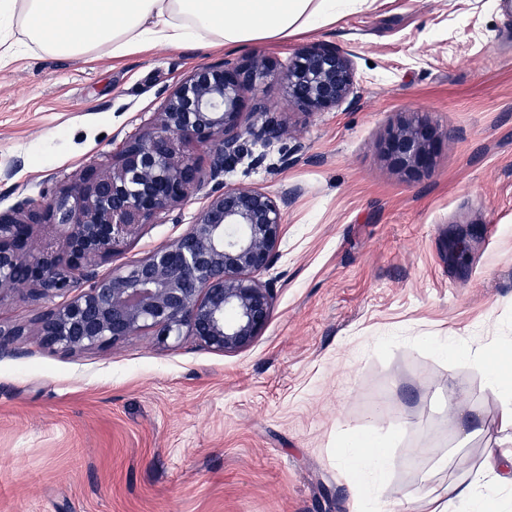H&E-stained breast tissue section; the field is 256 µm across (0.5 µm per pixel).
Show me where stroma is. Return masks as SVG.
Here are the masks:
<instances>
[{"label": "stroma", "instance_id": "35a3bbf8", "mask_svg": "<svg viewBox=\"0 0 512 512\" xmlns=\"http://www.w3.org/2000/svg\"><path fill=\"white\" fill-rule=\"evenodd\" d=\"M351 53L356 94L309 113L276 81L256 93L287 139L246 153L224 181L277 196L285 213L268 325L221 353L145 330L61 352L42 343L56 297L0 294V322L25 334L0 353V512H409L424 482L444 484L512 442L501 402L444 342L512 354V12L502 0H367L284 41L234 50L148 48L121 59L31 49L0 63V209L55 198L111 166L195 66L300 47ZM448 134L431 171L408 178L384 157L412 113ZM205 203L143 225L105 275L186 232ZM469 236L463 262L448 254ZM467 397L459 447L451 409ZM374 439L383 477L340 463Z\"/></svg>", "mask_w": 512, "mask_h": 512}]
</instances>
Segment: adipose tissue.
<instances>
[{
    "label": "adipose tissue",
    "mask_w": 512,
    "mask_h": 512,
    "mask_svg": "<svg viewBox=\"0 0 512 512\" xmlns=\"http://www.w3.org/2000/svg\"><path fill=\"white\" fill-rule=\"evenodd\" d=\"M357 0H0V29L20 27L18 45L52 56L105 50L121 59L155 45L236 47L285 40L335 21ZM469 357L512 426V361L492 349ZM512 486V448L485 449L478 467L447 487L426 486L424 512H462L480 489Z\"/></svg>",
    "instance_id": "ef3b65f1"
}]
</instances>
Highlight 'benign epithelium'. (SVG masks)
Masks as SVG:
<instances>
[{
  "mask_svg": "<svg viewBox=\"0 0 512 512\" xmlns=\"http://www.w3.org/2000/svg\"><path fill=\"white\" fill-rule=\"evenodd\" d=\"M269 78L307 112L333 109L355 89L350 55L327 44L299 48L281 68L259 56L199 65L167 92L153 126L125 141L111 169L87 174L42 211L23 204L0 211V292L21 283L36 297L75 292L39 319L44 344L75 351L152 329L163 345L187 333L211 350L234 353L262 334L274 289L257 275L277 256L292 191L275 199L225 185L224 173L247 144L268 147L288 134L263 98L246 103V92ZM246 108L257 121L244 126ZM439 140L427 116L415 113L389 130L382 152L414 177L431 169ZM192 145L210 148L207 165L190 153ZM201 191L207 202L184 234L133 265L94 272L139 226ZM44 217L63 251L33 240L32 227ZM449 248L459 260L470 240L457 234ZM23 335L20 326L0 324V351Z\"/></svg>",
  "mask_w": 512,
  "mask_h": 512,
  "instance_id": "benign-epithelium-1",
  "label": "benign epithelium"
}]
</instances>
